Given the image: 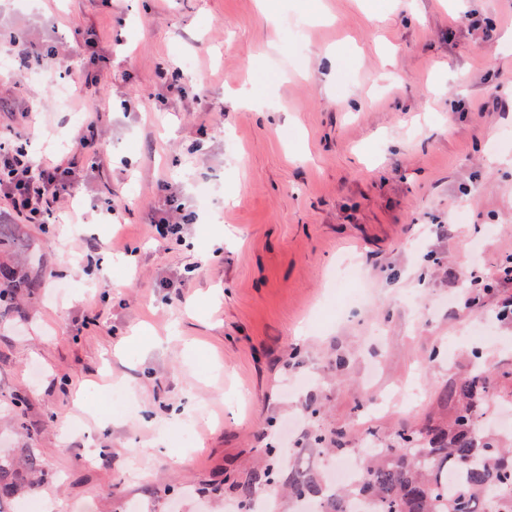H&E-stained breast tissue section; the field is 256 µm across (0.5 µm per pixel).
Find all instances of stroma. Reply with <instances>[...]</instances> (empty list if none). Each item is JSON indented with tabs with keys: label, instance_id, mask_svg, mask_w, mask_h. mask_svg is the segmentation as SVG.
<instances>
[{
	"label": "stroma",
	"instance_id": "35a3bbf8",
	"mask_svg": "<svg viewBox=\"0 0 512 512\" xmlns=\"http://www.w3.org/2000/svg\"><path fill=\"white\" fill-rule=\"evenodd\" d=\"M320 2L0 0V41L91 31L103 57L92 83L75 57L35 83L0 73V133L39 104L30 151L86 174L63 229L0 200L40 282L0 318V456L43 469L21 500L234 512L266 449L325 476L314 433L356 448L447 421L477 361L512 393L498 292L448 305L470 241L488 274L512 254V0ZM89 112L94 157L71 150ZM169 194L192 219L157 241L146 216ZM343 258L360 283L337 279ZM141 328L152 352L126 342Z\"/></svg>",
	"mask_w": 512,
	"mask_h": 512
}]
</instances>
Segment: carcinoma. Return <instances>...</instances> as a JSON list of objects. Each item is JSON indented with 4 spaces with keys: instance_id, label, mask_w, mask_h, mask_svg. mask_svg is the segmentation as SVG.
I'll return each instance as SVG.
<instances>
[{
    "instance_id": "cac0c4a2",
    "label": "carcinoma",
    "mask_w": 512,
    "mask_h": 512,
    "mask_svg": "<svg viewBox=\"0 0 512 512\" xmlns=\"http://www.w3.org/2000/svg\"><path fill=\"white\" fill-rule=\"evenodd\" d=\"M34 274L9 260H0V313L22 314L18 290L36 287ZM488 381L475 366L448 391L451 420L428 425L417 434L399 433L385 448H367L361 479L346 487L326 488L307 468L300 448L293 449L288 471L270 465L241 486L243 503L251 504L258 483L286 482L299 502L315 498L322 512H350L354 501L363 512H481L485 499L512 500V451L502 448L486 431L474 433L484 404ZM463 470L462 478L448 484V468ZM42 472L40 459L29 455L23 470L0 458V505L20 494L24 481Z\"/></svg>"
}]
</instances>
